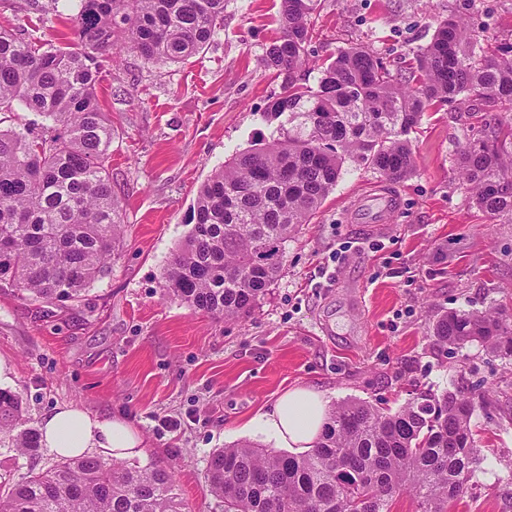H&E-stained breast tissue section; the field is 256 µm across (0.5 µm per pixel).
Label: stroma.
<instances>
[{
    "mask_svg": "<svg viewBox=\"0 0 512 512\" xmlns=\"http://www.w3.org/2000/svg\"><path fill=\"white\" fill-rule=\"evenodd\" d=\"M280 0H226L224 25L182 63L122 50L97 96L114 130L109 169L123 205L124 246L84 301L38 304L0 286V358L29 428L65 404L121 417L142 435L134 465L174 470L187 512H223L210 495L213 452L272 440L249 423L288 389L328 406L358 399L398 410L416 390L464 387L481 462L450 512H512V358L479 346L439 349L438 316L512 315V223L473 203L456 156L482 123L512 127V108L474 101L425 112L409 140L412 174L393 184L388 224L348 223L351 202L382 176L348 161L335 188L289 238L284 268L249 317L224 321L169 296L164 267L189 232L200 186L232 154L277 135L264 113L281 79L264 66L278 37ZM69 0H0V27L71 40ZM454 16L483 45L512 43V0H319L299 84L358 43L403 70ZM180 419L179 429L164 427ZM57 461L20 454L0 434V495Z\"/></svg>",
    "mask_w": 512,
    "mask_h": 512,
    "instance_id": "obj_1",
    "label": "stroma"
}]
</instances>
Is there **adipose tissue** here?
I'll return each instance as SVG.
<instances>
[{"label": "adipose tissue", "mask_w": 512, "mask_h": 512, "mask_svg": "<svg viewBox=\"0 0 512 512\" xmlns=\"http://www.w3.org/2000/svg\"><path fill=\"white\" fill-rule=\"evenodd\" d=\"M323 395L307 387L282 394L271 411L257 418L259 428L273 437L279 447L306 451L314 445L327 420ZM41 442L50 453L63 458L93 453L128 459L143 452V438L119 417H99L82 407H57L39 424Z\"/></svg>", "instance_id": "1"}]
</instances>
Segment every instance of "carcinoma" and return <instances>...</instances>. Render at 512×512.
Listing matches in <instances>:
<instances>
[{"instance_id": "cac0c4a2", "label": "carcinoma", "mask_w": 512, "mask_h": 512, "mask_svg": "<svg viewBox=\"0 0 512 512\" xmlns=\"http://www.w3.org/2000/svg\"><path fill=\"white\" fill-rule=\"evenodd\" d=\"M75 46L25 40L0 28V124L20 106L49 121L0 128V284L44 303L80 302L122 247L123 210L106 166L112 124L98 103L103 59L127 48L181 63L224 24L225 0H70ZM318 0H281L280 36L266 66L282 77L266 118L284 114L278 138L258 140L201 186L192 225L165 268L168 292L196 312L238 320L269 294L285 244L336 186L346 160L392 182L414 169L407 136L432 106L458 97L512 103V45L490 54L448 17L404 72L350 45L297 83ZM473 202L512 223V151L485 131L457 154ZM436 345L479 344L512 357V318L451 311L433 325ZM464 389L415 393L398 411L342 401L313 447L297 455L251 443L217 449L209 492L224 512H391L406 492L416 512H448L480 462ZM37 450L18 396L0 391V434ZM0 512H184L174 472L158 466L64 459L29 475Z\"/></svg>"}]
</instances>
